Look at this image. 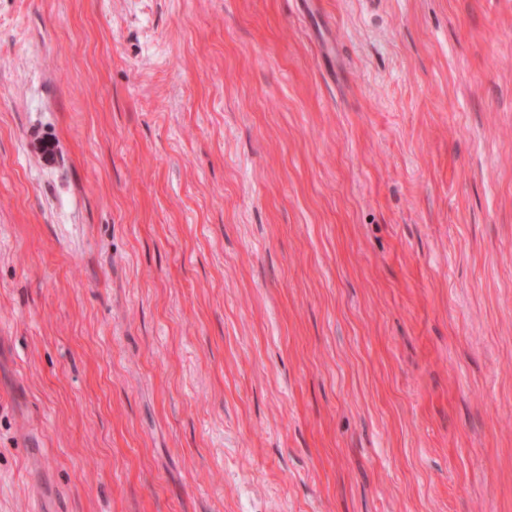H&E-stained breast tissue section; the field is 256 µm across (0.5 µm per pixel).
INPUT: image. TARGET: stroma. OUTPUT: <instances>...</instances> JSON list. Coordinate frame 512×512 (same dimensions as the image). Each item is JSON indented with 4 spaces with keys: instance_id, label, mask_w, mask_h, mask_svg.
<instances>
[{
    "instance_id": "stroma-1",
    "label": "stroma",
    "mask_w": 512,
    "mask_h": 512,
    "mask_svg": "<svg viewBox=\"0 0 512 512\" xmlns=\"http://www.w3.org/2000/svg\"><path fill=\"white\" fill-rule=\"evenodd\" d=\"M512 512V0H0V512Z\"/></svg>"
}]
</instances>
